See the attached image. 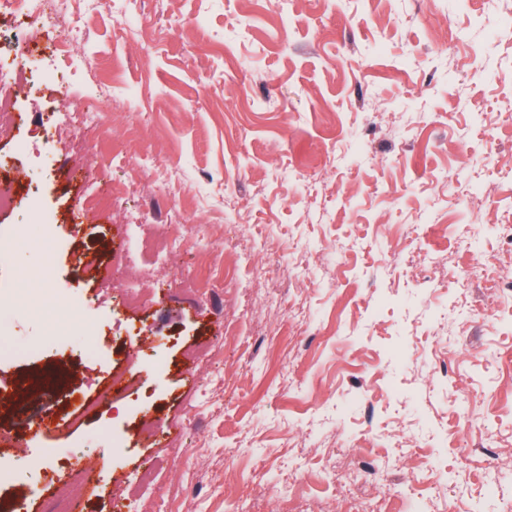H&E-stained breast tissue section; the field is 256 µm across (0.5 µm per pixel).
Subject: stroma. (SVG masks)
<instances>
[{"label":"stroma","mask_w":512,"mask_h":512,"mask_svg":"<svg viewBox=\"0 0 512 512\" xmlns=\"http://www.w3.org/2000/svg\"><path fill=\"white\" fill-rule=\"evenodd\" d=\"M66 22L81 54L49 68L54 37L0 10V72L32 69L0 133V512H58L53 448L94 473L78 512H512V293L489 290L512 278V0H69ZM65 101L108 113L84 152ZM170 223L194 239L128 260L139 307L74 266ZM475 253L487 280L460 285ZM22 270L47 279L26 306Z\"/></svg>","instance_id":"obj_1"}]
</instances>
